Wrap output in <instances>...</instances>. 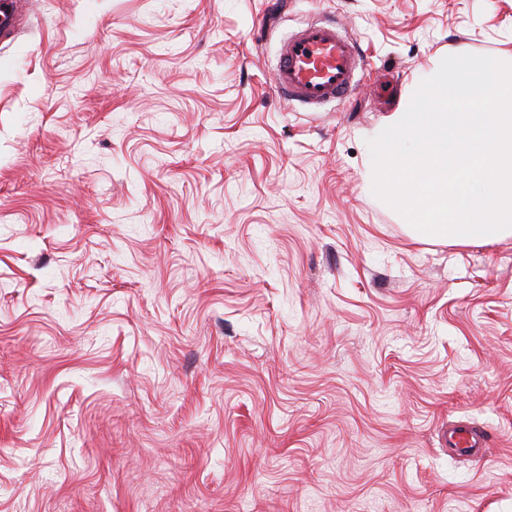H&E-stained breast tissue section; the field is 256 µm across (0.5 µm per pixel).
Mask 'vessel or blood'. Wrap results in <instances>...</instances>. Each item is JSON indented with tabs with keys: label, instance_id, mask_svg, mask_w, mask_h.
<instances>
[{
	"label": "vessel or blood",
	"instance_id": "b4317fda",
	"mask_svg": "<svg viewBox=\"0 0 512 512\" xmlns=\"http://www.w3.org/2000/svg\"><path fill=\"white\" fill-rule=\"evenodd\" d=\"M31 0H0V40L14 39ZM362 57L346 27L336 20L307 23L288 34L279 49L273 81L280 97L307 112L345 100L361 80ZM448 446L461 457L477 455L480 436L466 425L448 431Z\"/></svg>",
	"mask_w": 512,
	"mask_h": 512
}]
</instances>
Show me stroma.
<instances>
[{
  "instance_id": "stroma-1",
  "label": "stroma",
  "mask_w": 512,
  "mask_h": 512,
  "mask_svg": "<svg viewBox=\"0 0 512 512\" xmlns=\"http://www.w3.org/2000/svg\"><path fill=\"white\" fill-rule=\"evenodd\" d=\"M364 77L272 82L303 23ZM0 43V512H512V236H412L367 146L512 0H36ZM485 436L454 455L450 423ZM362 57L337 20L307 23L279 49L273 81L280 97L306 112L345 100L361 80Z\"/></svg>"
}]
</instances>
